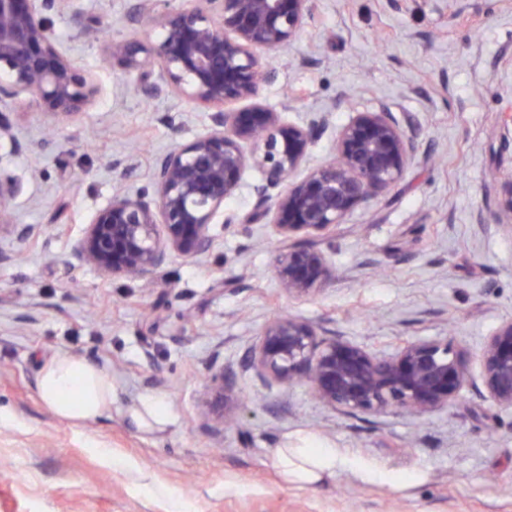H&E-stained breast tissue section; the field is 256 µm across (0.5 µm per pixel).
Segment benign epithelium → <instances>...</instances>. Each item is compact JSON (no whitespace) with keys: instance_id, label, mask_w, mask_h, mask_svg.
I'll use <instances>...</instances> for the list:
<instances>
[{"instance_id":"obj_1","label":"benign epithelium","mask_w":512,"mask_h":512,"mask_svg":"<svg viewBox=\"0 0 512 512\" xmlns=\"http://www.w3.org/2000/svg\"><path fill=\"white\" fill-rule=\"evenodd\" d=\"M73 2L0 0V161L26 150L13 134L7 101L24 95L42 113L60 116L84 110L99 93L54 34L52 15L66 7L76 27L89 26ZM159 2L134 4L136 20L160 28L157 40L109 41L104 55L137 74L146 99L174 95L213 107L210 128L157 161L153 191L113 193L87 224L73 259L104 277H137L176 253L207 254L212 221L254 168L261 173L253 187L256 208L288 243L275 261L279 287L294 298L315 294L335 271L324 251L301 239L330 235L360 203L402 179L417 150L412 120L400 121L384 107L355 111L336 131L331 159L303 172L328 117L287 122L260 100V90L275 77L267 57L297 40L317 0H204L169 11ZM23 191L20 180L0 172V227ZM253 364L277 381L308 383L322 403L351 414L424 415L454 402L468 380L460 352L447 340L417 339L377 354L336 338L319 340L294 316L263 327ZM480 374L494 403L511 409L512 318L487 338Z\"/></svg>"}]
</instances>
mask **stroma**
<instances>
[{
  "label": "stroma",
  "instance_id": "stroma-1",
  "mask_svg": "<svg viewBox=\"0 0 512 512\" xmlns=\"http://www.w3.org/2000/svg\"><path fill=\"white\" fill-rule=\"evenodd\" d=\"M315 22L273 61L262 101L290 122L326 112L308 163L329 159L352 111L387 106L413 121L418 149L403 179L313 238L339 271L305 298L274 275L281 244L255 208L248 170L226 201L238 224L214 222L199 257L173 255L136 279L66 258L116 188H148L157 160L207 130L210 108L147 100L136 76L103 59V40L155 38L133 0H79L98 31L54 17L73 62L100 93L60 118L22 97L10 105L32 153L0 161L22 181L0 229V512H512V409L480 378L485 339L512 318V234L499 205L512 179V0H318ZM15 224L40 225L37 241ZM291 315L319 338L389 353L448 338L470 382L449 408L415 416L350 415L304 382L252 366L261 327ZM59 353L112 378L115 400L94 421L58 419L38 390ZM223 372L225 421L206 417L207 381ZM161 398L167 417L133 415ZM301 435L341 458L332 478L286 483L273 459Z\"/></svg>",
  "mask_w": 512,
  "mask_h": 512
}]
</instances>
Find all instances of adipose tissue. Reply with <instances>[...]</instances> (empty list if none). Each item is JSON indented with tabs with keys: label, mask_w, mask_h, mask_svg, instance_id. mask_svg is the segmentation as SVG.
I'll use <instances>...</instances> for the list:
<instances>
[{
	"label": "adipose tissue",
	"mask_w": 512,
	"mask_h": 512,
	"mask_svg": "<svg viewBox=\"0 0 512 512\" xmlns=\"http://www.w3.org/2000/svg\"><path fill=\"white\" fill-rule=\"evenodd\" d=\"M38 389L54 414L66 421H86L103 417L112 407L110 376L87 360L62 353L46 363ZM336 452L311 436L299 445L279 449L274 464L285 481L300 484L320 482L336 469Z\"/></svg>",
	"instance_id": "adipose-tissue-1"
}]
</instances>
